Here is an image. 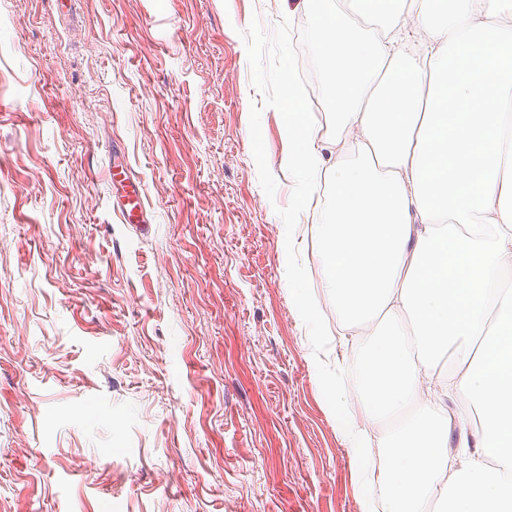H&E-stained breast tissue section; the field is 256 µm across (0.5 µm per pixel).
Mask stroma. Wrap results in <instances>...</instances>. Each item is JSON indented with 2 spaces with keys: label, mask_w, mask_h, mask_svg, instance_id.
Masks as SVG:
<instances>
[{
  "label": "stroma",
  "mask_w": 512,
  "mask_h": 512,
  "mask_svg": "<svg viewBox=\"0 0 512 512\" xmlns=\"http://www.w3.org/2000/svg\"><path fill=\"white\" fill-rule=\"evenodd\" d=\"M295 3L0 0V512H365L287 283L277 110L275 198L251 149L240 33ZM315 220L295 244L333 328ZM347 404L380 487L398 424ZM108 177L111 185H113L117 191L122 190L124 193L123 206L117 208L126 224H133L140 231H146L148 225L144 224V212L145 208L143 205V185L140 181L133 179L126 168L122 167L120 171H117L115 167L110 165L108 169Z\"/></svg>",
  "instance_id": "obj_1"
}]
</instances>
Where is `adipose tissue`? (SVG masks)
<instances>
[{"label":"adipose tissue","instance_id":"obj_1","mask_svg":"<svg viewBox=\"0 0 512 512\" xmlns=\"http://www.w3.org/2000/svg\"><path fill=\"white\" fill-rule=\"evenodd\" d=\"M298 0L320 50L338 152L326 165L300 89L286 160L320 210L323 286L338 320L386 317L361 366L364 410L420 403L390 440L391 512H512V0ZM414 23L412 49L397 26ZM490 77L499 95L478 94ZM479 408L478 453H448L447 394Z\"/></svg>","mask_w":512,"mask_h":512}]
</instances>
